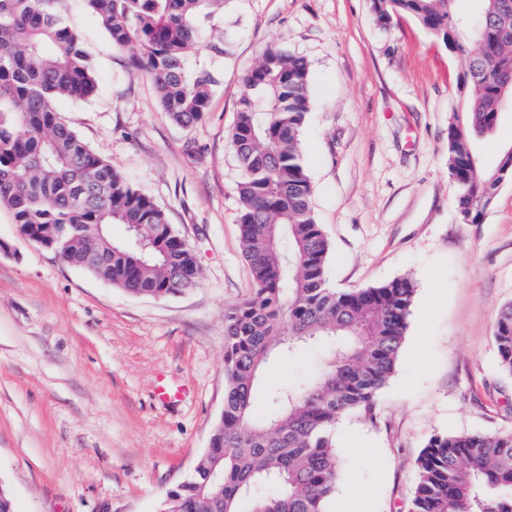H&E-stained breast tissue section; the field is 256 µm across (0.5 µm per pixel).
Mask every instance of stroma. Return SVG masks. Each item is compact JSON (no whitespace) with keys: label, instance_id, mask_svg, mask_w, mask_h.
Here are the masks:
<instances>
[{"label":"stroma","instance_id":"1","mask_svg":"<svg viewBox=\"0 0 512 512\" xmlns=\"http://www.w3.org/2000/svg\"><path fill=\"white\" fill-rule=\"evenodd\" d=\"M97 89L56 108L153 198L193 250L198 284L133 296L23 239L0 206V486L16 512H157L209 446L224 410V313L253 291L240 242L241 170L229 145L242 74L276 45L309 65L302 148L330 287L410 277L402 353L376 417L336 425L341 477L329 512H408L432 436L512 431V374L494 342L512 303V179L481 223L464 222L448 172V121L464 58L410 19L376 25L369 0H224L199 46L215 80L197 125H176L150 78L113 48L82 0H62ZM312 366L270 361L255 400ZM177 393L164 401L158 384Z\"/></svg>","mask_w":512,"mask_h":512}]
</instances>
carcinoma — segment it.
I'll return each instance as SVG.
<instances>
[{"mask_svg": "<svg viewBox=\"0 0 512 512\" xmlns=\"http://www.w3.org/2000/svg\"><path fill=\"white\" fill-rule=\"evenodd\" d=\"M62 0H0V204L28 241L66 253L89 274L134 295H177L200 278L196 258L166 214L112 168L55 109L83 100L96 74L81 36L57 13ZM112 45L152 79L171 120L192 127L208 110L214 78L188 69L202 19L224 0H83ZM454 0H370L386 28L411 18L466 56L456 79L463 104L448 123V170L457 207L482 221L491 192L512 177V148L492 166L477 141L496 132L512 95V0H478L466 23ZM229 143L240 168L241 247L251 296L224 314V412L195 475L167 493L169 512H328L340 478L333 431L345 415L375 417L399 361L415 288L408 277L350 292L331 288V245L310 206L301 136L311 108L306 61L269 47L241 76ZM136 228L113 240L110 227ZM494 341L512 373V305ZM318 349L304 381L270 392L257 417L254 395L277 353ZM409 512H512V433L434 436L415 461Z\"/></svg>", "mask_w": 512, "mask_h": 512, "instance_id": "cac0c4a2", "label": "carcinoma"}]
</instances>
